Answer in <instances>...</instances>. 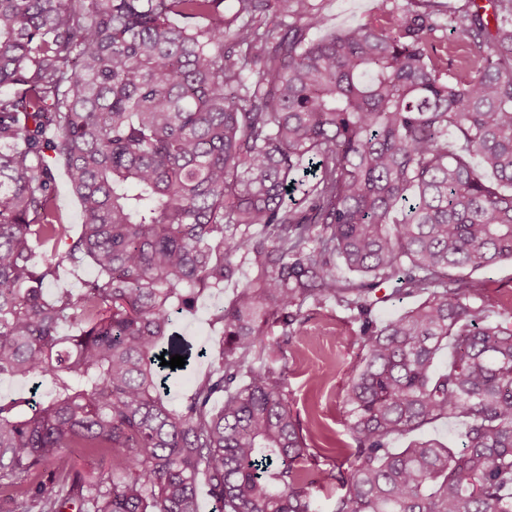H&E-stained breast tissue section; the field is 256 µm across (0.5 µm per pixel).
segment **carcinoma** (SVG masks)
I'll return each instance as SVG.
<instances>
[{
	"label": "carcinoma",
	"instance_id": "1",
	"mask_svg": "<svg viewBox=\"0 0 512 512\" xmlns=\"http://www.w3.org/2000/svg\"><path fill=\"white\" fill-rule=\"evenodd\" d=\"M411 2L316 37L311 0H0V379L53 388L0 397V512H198L202 486L218 512H316L309 485L336 474L310 479L268 327L291 337L326 301L363 346L334 512H512V310L488 321L458 286L512 261V0ZM445 26L468 44L455 70ZM239 257L256 274L214 309L223 348L174 409V315ZM84 260L78 297L47 292ZM391 281L425 299L378 324ZM446 418L461 450L392 447ZM56 195L58 204L65 215V222L71 224L75 232L78 231L81 224L79 203L70 190L65 175L60 170L56 172Z\"/></svg>",
	"mask_w": 512,
	"mask_h": 512
}]
</instances>
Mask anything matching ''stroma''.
Returning a JSON list of instances; mask_svg holds the SVG:
<instances>
[{
  "mask_svg": "<svg viewBox=\"0 0 512 512\" xmlns=\"http://www.w3.org/2000/svg\"><path fill=\"white\" fill-rule=\"evenodd\" d=\"M327 18L325 32L366 23L394 4L407 0H316ZM243 266L239 278L225 282L223 288L211 291L198 302L193 313L180 315L175 330L193 347L214 349L221 328L212 322L215 307L227 304L235 295L243 278L252 275ZM465 281L473 285L476 298L494 308H512V263L495 270L465 273ZM303 323L284 347L288 358L287 390L290 408L301 423L309 446L307 467L311 472L332 467L348 473V465L336 462V449L347 448L352 440L343 420L342 399L352 368L362 356L360 324L351 312L335 303L322 307H304ZM321 380H314V373Z\"/></svg>",
  "mask_w": 512,
  "mask_h": 512,
  "instance_id": "obj_1",
  "label": "stroma"
}]
</instances>
